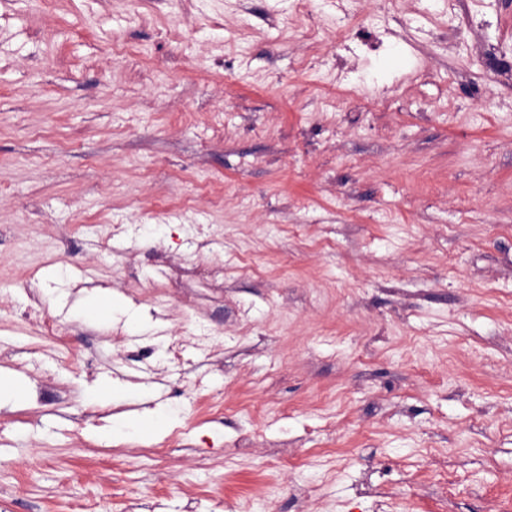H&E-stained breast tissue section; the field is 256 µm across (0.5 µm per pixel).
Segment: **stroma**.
Masks as SVG:
<instances>
[{"instance_id":"35a3bbf8","label":"stroma","mask_w":512,"mask_h":512,"mask_svg":"<svg viewBox=\"0 0 512 512\" xmlns=\"http://www.w3.org/2000/svg\"><path fill=\"white\" fill-rule=\"evenodd\" d=\"M313 4L0 0V512L512 503V0ZM28 319H35L33 324L37 327L40 335L55 339L61 343H66L69 335V327L62 325L49 317L44 310L38 305L37 307L28 308ZM212 336H196L190 329L184 328L165 338V352L170 362L179 361L188 347L206 350Z\"/></svg>"}]
</instances>
